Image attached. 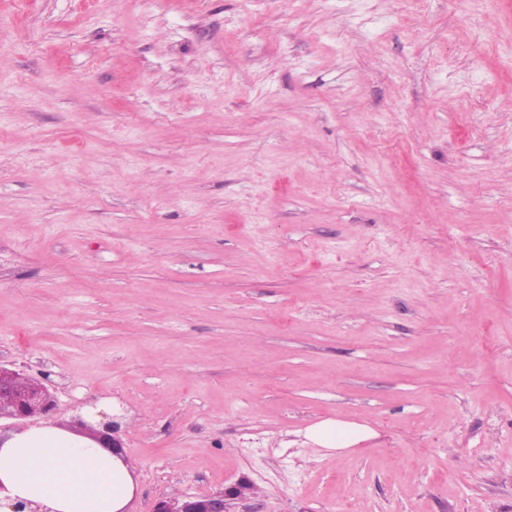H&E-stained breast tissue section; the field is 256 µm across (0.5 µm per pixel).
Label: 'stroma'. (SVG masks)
I'll list each match as a JSON object with an SVG mask.
<instances>
[{"instance_id": "obj_1", "label": "stroma", "mask_w": 512, "mask_h": 512, "mask_svg": "<svg viewBox=\"0 0 512 512\" xmlns=\"http://www.w3.org/2000/svg\"><path fill=\"white\" fill-rule=\"evenodd\" d=\"M74 8L0 0V363L131 512H512V0ZM305 436L314 444L328 450L355 448L375 436L367 424L345 420H325L306 428ZM244 487L207 496H186L180 499L162 498L155 504L153 512H230L227 498L243 495Z\"/></svg>"}]
</instances>
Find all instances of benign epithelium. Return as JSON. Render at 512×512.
Listing matches in <instances>:
<instances>
[{
  "mask_svg": "<svg viewBox=\"0 0 512 512\" xmlns=\"http://www.w3.org/2000/svg\"><path fill=\"white\" fill-rule=\"evenodd\" d=\"M55 399L46 384V378L35 377L23 368H7L0 364V420H11V427L24 428L36 417L48 420L55 410ZM96 424L83 418L78 423L89 430L87 439L112 453H122L123 416L104 410L95 412ZM244 487L207 496H186L180 499L162 498L155 504L153 512H230L227 498L243 495Z\"/></svg>",
  "mask_w": 512,
  "mask_h": 512,
  "instance_id": "7a95c632",
  "label": "benign epithelium"
}]
</instances>
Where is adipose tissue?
<instances>
[{
  "mask_svg": "<svg viewBox=\"0 0 512 512\" xmlns=\"http://www.w3.org/2000/svg\"><path fill=\"white\" fill-rule=\"evenodd\" d=\"M366 424L325 420L305 436L329 450L372 439ZM134 467L54 425L32 426L0 442V512L19 500L38 512H127L136 493Z\"/></svg>",
  "mask_w": 512,
  "mask_h": 512,
  "instance_id": "obj_1",
  "label": "adipose tissue"
}]
</instances>
